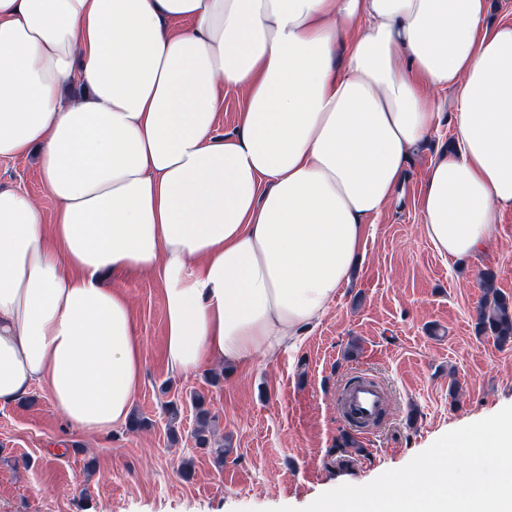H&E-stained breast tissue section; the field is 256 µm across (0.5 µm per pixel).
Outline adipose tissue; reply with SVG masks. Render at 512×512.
<instances>
[{"label":"adipose tissue","mask_w":512,"mask_h":512,"mask_svg":"<svg viewBox=\"0 0 512 512\" xmlns=\"http://www.w3.org/2000/svg\"><path fill=\"white\" fill-rule=\"evenodd\" d=\"M487 0H0V162L37 150L52 214L0 188V407L41 388L75 431L124 426L131 302L163 287L168 368L275 360L349 283L368 221L453 91L422 232L494 245L512 209V21ZM244 93L214 134L224 89ZM243 97L240 90L230 87L224 89V110L217 114L214 124L216 135L227 136L236 131Z\"/></svg>","instance_id":"1"}]
</instances>
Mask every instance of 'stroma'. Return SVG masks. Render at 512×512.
<instances>
[{
	"mask_svg": "<svg viewBox=\"0 0 512 512\" xmlns=\"http://www.w3.org/2000/svg\"><path fill=\"white\" fill-rule=\"evenodd\" d=\"M441 100L439 130L413 154L396 198L371 224L352 281L276 360L173 374L159 284L143 273L113 278L133 302L144 358L134 414L148 424L87 437L38 388L0 407V512L300 510L339 486L338 460L349 464L345 482L364 485L446 432L512 405V345L476 329L483 273L512 297V210L497 217L496 248L462 264L441 257L420 230L425 175L454 138V96ZM0 187L35 196L45 211L55 207L35 154L1 163ZM357 375L387 397L380 422L367 431L338 410ZM196 393L225 448L223 465L195 446ZM171 400L180 409L173 424L163 411ZM185 460L188 478L180 471Z\"/></svg>",
	"mask_w": 512,
	"mask_h": 512,
	"instance_id": "35a3bbf8",
	"label": "stroma"
}]
</instances>
